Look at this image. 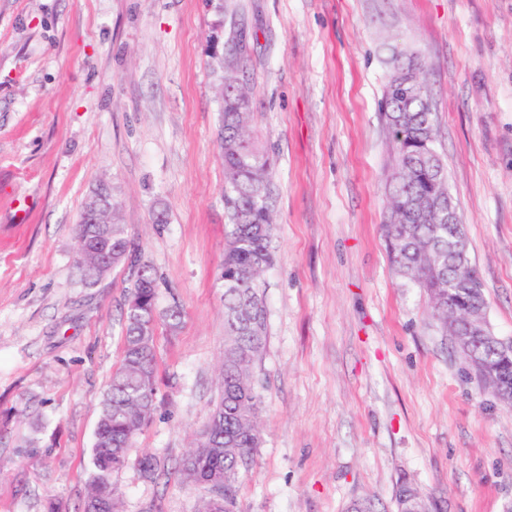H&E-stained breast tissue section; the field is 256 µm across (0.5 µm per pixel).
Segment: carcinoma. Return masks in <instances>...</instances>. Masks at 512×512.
<instances>
[{
  "instance_id": "obj_1",
  "label": "carcinoma",
  "mask_w": 512,
  "mask_h": 512,
  "mask_svg": "<svg viewBox=\"0 0 512 512\" xmlns=\"http://www.w3.org/2000/svg\"><path fill=\"white\" fill-rule=\"evenodd\" d=\"M416 56L393 55L385 87L386 123L395 143L388 192V219L382 225L390 258L401 277L425 290L431 316L448 331V281L472 291V303L487 304L475 267L448 265V243L465 225L438 220L448 208V172L436 149L432 94L406 93L403 85L421 79ZM249 92L240 79L224 88L220 108L219 147L224 159V206L229 224L224 248V359L221 394L196 436L179 472L185 483L224 481V510L232 512L241 471L254 462L262 442L261 394L254 369L266 349L268 320L263 274L274 261L273 218L268 190L270 162L249 133ZM110 224L75 227L76 264L84 285L100 280L99 267L110 258L132 270L122 313L123 358L103 397L89 459L91 478L81 512H120V495L112 473L129 462L130 446L156 406L155 331L165 317L179 328L182 311L157 312L158 282L154 269L132 246L127 225L111 211Z\"/></svg>"
}]
</instances>
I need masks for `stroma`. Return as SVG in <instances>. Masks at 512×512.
<instances>
[{
	"instance_id": "35a3bbf8",
	"label": "stroma",
	"mask_w": 512,
	"mask_h": 512,
	"mask_svg": "<svg viewBox=\"0 0 512 512\" xmlns=\"http://www.w3.org/2000/svg\"><path fill=\"white\" fill-rule=\"evenodd\" d=\"M231 44L271 161L275 256L263 443L235 512H395L403 484L440 512H507L512 406L388 257L381 101L393 50L414 53L489 328L512 341V0H0V512H77L88 487L131 285L122 265L84 288L75 265L100 180L159 310L183 311L156 327V409L112 476L122 512H197L207 494L178 468L220 395Z\"/></svg>"
}]
</instances>
